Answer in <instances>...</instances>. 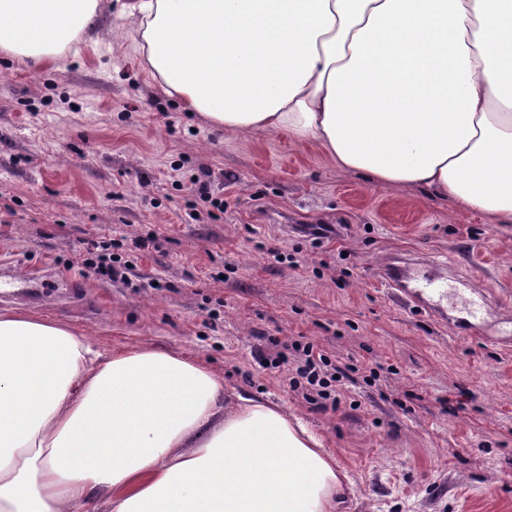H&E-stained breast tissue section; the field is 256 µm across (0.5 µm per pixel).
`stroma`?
<instances>
[{"label": "stroma", "instance_id": "stroma-1", "mask_svg": "<svg viewBox=\"0 0 512 512\" xmlns=\"http://www.w3.org/2000/svg\"><path fill=\"white\" fill-rule=\"evenodd\" d=\"M116 0L100 46L0 61V263L47 270L77 298L0 284V309L52 318L98 351L137 345L214 372L305 421L349 479L344 512H512V224L424 190L378 188L287 134L208 125L143 69ZM207 169L212 217L186 177ZM156 234L132 285L81 264L84 242ZM434 257L506 301L459 326L392 301L387 257ZM363 370L317 410L264 368L279 341Z\"/></svg>", "mask_w": 512, "mask_h": 512}]
</instances>
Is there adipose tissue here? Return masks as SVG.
<instances>
[{
	"label": "adipose tissue",
	"instance_id": "ef3b65f1",
	"mask_svg": "<svg viewBox=\"0 0 512 512\" xmlns=\"http://www.w3.org/2000/svg\"><path fill=\"white\" fill-rule=\"evenodd\" d=\"M100 0H0V57L54 61ZM162 92L380 188L512 223V0H121ZM322 437L185 357L95 351L0 310V512H337Z\"/></svg>",
	"mask_w": 512,
	"mask_h": 512
}]
</instances>
